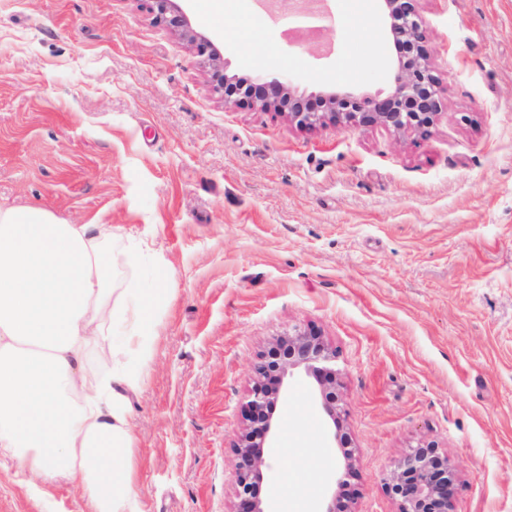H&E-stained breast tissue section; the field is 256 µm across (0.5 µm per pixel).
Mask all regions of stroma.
Listing matches in <instances>:
<instances>
[{
    "instance_id": "1",
    "label": "stroma",
    "mask_w": 512,
    "mask_h": 512,
    "mask_svg": "<svg viewBox=\"0 0 512 512\" xmlns=\"http://www.w3.org/2000/svg\"><path fill=\"white\" fill-rule=\"evenodd\" d=\"M198 5L232 75L390 90L392 38L343 0L326 56L256 0H226L220 23ZM416 8L445 89L425 137L226 107L145 0H0V204L93 225L113 297L168 272L127 394L141 512H232L251 366L294 327L337 352L353 476L335 485L333 425L298 375L272 413L316 434L271 448L261 497L287 484L397 512L384 479L425 440L457 471L455 512H512V0ZM85 506L63 479L0 468V512Z\"/></svg>"
}]
</instances>
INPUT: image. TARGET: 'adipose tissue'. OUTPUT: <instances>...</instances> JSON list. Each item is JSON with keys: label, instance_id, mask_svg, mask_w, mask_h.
I'll use <instances>...</instances> for the list:
<instances>
[{"label": "adipose tissue", "instance_id": "ef3b65f1", "mask_svg": "<svg viewBox=\"0 0 512 512\" xmlns=\"http://www.w3.org/2000/svg\"><path fill=\"white\" fill-rule=\"evenodd\" d=\"M104 263L92 227L62 224L38 208H0V464L81 487L92 512H140L131 467L126 394L141 382L164 291L141 292L132 310H105ZM124 322L125 342L101 333ZM110 359L83 374L90 341Z\"/></svg>", "mask_w": 512, "mask_h": 512}]
</instances>
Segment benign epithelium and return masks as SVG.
Returning <instances> with one entry per match:
<instances>
[{
    "label": "benign epithelium",
    "mask_w": 512,
    "mask_h": 512,
    "mask_svg": "<svg viewBox=\"0 0 512 512\" xmlns=\"http://www.w3.org/2000/svg\"><path fill=\"white\" fill-rule=\"evenodd\" d=\"M149 2L153 19L179 35L201 58L212 90L227 106L246 104L262 112L286 114L306 128L327 124L380 126L419 136L431 132L442 112L444 90L426 51L428 29L416 10V0H377L387 32L395 42H404L409 48L392 65V89L387 95L380 98L353 91H325L318 94L324 102L319 111L309 108L305 94L282 76L259 75L248 84H237L236 77L227 73L220 50L193 27L181 0ZM282 5L288 19L315 14L309 0H284ZM335 361L336 350L312 330L296 329L280 335L259 354L243 427L233 445L237 458L234 512H270L269 505L257 497L256 489L264 480L277 430L271 409L288 394V379L294 372L314 377L323 409L333 427L340 429L336 371L332 368ZM456 478L448 455L430 443H421L398 460L385 478V487L397 500V512H454Z\"/></svg>",
    "instance_id": "1"
}]
</instances>
